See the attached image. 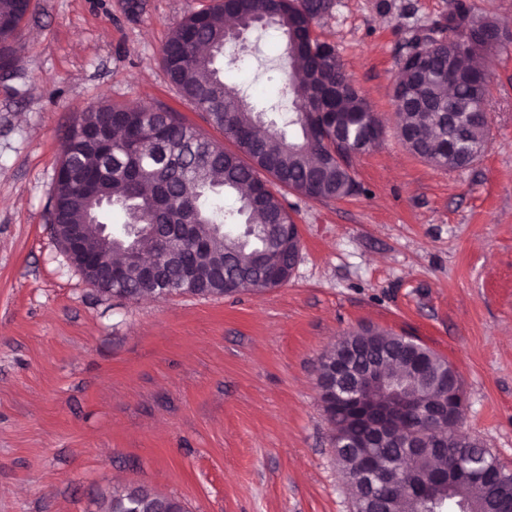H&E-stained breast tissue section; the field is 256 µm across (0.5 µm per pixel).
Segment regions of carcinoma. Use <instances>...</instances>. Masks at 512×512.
<instances>
[{
  "label": "carcinoma",
  "mask_w": 512,
  "mask_h": 512,
  "mask_svg": "<svg viewBox=\"0 0 512 512\" xmlns=\"http://www.w3.org/2000/svg\"><path fill=\"white\" fill-rule=\"evenodd\" d=\"M30 6L31 0H0V70L5 73L15 64L20 23ZM334 7V0H211L172 30L161 50L169 82L189 105L206 113L235 145L233 150L160 107L101 104L79 114L55 171L51 224L60 235L66 224L85 225L83 253L99 266L124 264L123 251L133 239L161 263L157 280L146 288L129 266L121 286H105L101 292L125 293L129 300L141 293L167 298L177 293L173 281L187 268L194 275V295L260 292L285 277L300 237L282 191L318 200L350 194V163L362 127L374 118L358 90L342 86L341 70L326 67L327 59L338 58L336 48L320 40L314 27ZM227 14L241 31L273 28L282 36L284 55L270 72L282 75L288 125L297 127L298 135L288 136L276 122L262 121L265 112L225 81L223 57L231 41ZM448 29L455 38L438 42L435 56L405 96L423 95L445 112H460L466 99L487 92L486 72L470 61L494 48L497 27L458 12L448 15ZM449 57L455 61L452 87L443 67ZM398 116L401 140L409 150L434 166L448 167L458 127L441 123L437 113L415 102ZM226 194L238 206L224 208ZM115 210L123 222L112 232L109 247L99 226L110 223ZM346 360L355 369L387 361L392 376L428 399L448 392L453 383L446 360L378 328L362 327L344 337L321 357L319 368L329 371ZM327 418L333 437L363 442L365 428L357 421L336 411ZM400 423L412 434L427 427L417 412L403 414ZM335 453L353 485L354 512H416V501H428L414 493L413 483L446 495L448 488L434 478L456 465L466 466L470 474L465 486L470 512H512V469L473 438L458 442L450 436L440 452L380 445L375 459L387 484L377 486L361 476L360 449L341 446ZM162 498L144 486L117 488L99 508L127 512L134 501L140 512H156Z\"/></svg>",
  "instance_id": "carcinoma-1"
}]
</instances>
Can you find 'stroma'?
<instances>
[{
    "instance_id": "obj_1",
    "label": "stroma",
    "mask_w": 512,
    "mask_h": 512,
    "mask_svg": "<svg viewBox=\"0 0 512 512\" xmlns=\"http://www.w3.org/2000/svg\"><path fill=\"white\" fill-rule=\"evenodd\" d=\"M460 0H336L316 27L383 125L355 189L287 193L301 250L288 282L234 298L127 301L97 291L53 237L70 125L101 103L159 105L220 139L161 65L210 0H31L0 74V512H98L145 485L188 512H354L317 386L321 356L364 326L415 337L459 372L461 429L512 466V42L491 50L489 141L448 171L397 134L393 89L420 28ZM227 70L287 111L250 36Z\"/></svg>"
}]
</instances>
